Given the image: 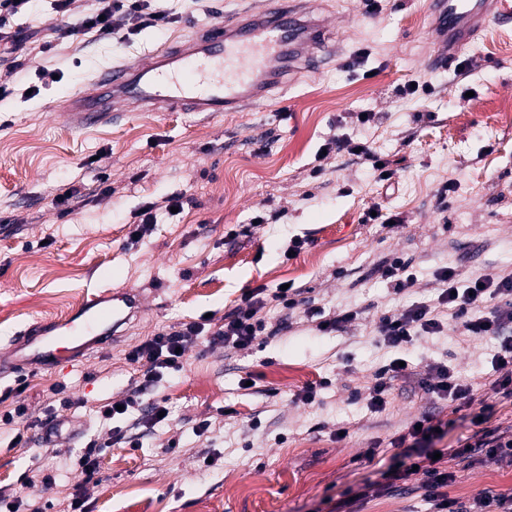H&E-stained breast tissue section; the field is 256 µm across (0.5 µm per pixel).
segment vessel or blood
<instances>
[{
  "instance_id": "1",
  "label": "vessel or blood",
  "mask_w": 512,
  "mask_h": 512,
  "mask_svg": "<svg viewBox=\"0 0 512 512\" xmlns=\"http://www.w3.org/2000/svg\"><path fill=\"white\" fill-rule=\"evenodd\" d=\"M506 15L503 0H431L426 31L433 69L447 68L487 23ZM325 25L293 0L246 9L152 55L146 63H119L66 97L65 111L81 123L121 107L148 112H244L267 98L301 67L318 69L326 49ZM142 307L133 291L100 292L64 318L32 326L11 345L9 367L44 370L62 357L98 347Z\"/></svg>"
}]
</instances>
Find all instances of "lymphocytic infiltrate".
Segmentation results:
<instances>
[{
  "mask_svg": "<svg viewBox=\"0 0 512 512\" xmlns=\"http://www.w3.org/2000/svg\"><path fill=\"white\" fill-rule=\"evenodd\" d=\"M173 21L172 14L153 8L151 0H95L94 9L80 20L78 27L109 36L122 30L134 34L144 29L160 28ZM75 28L54 27L55 40L71 37ZM435 278L441 288L439 302L453 309L461 321L464 335L498 337V349L493 356L497 373L493 388L502 398L512 400V276L484 274L468 277L448 266L439 270ZM300 294V289L293 287L272 293L263 287L255 288L243 296L238 308L225 316L220 326L192 321L181 324L179 329L148 337L136 346L129 352L128 359L143 367V379L130 389L121 405L99 407L98 419L107 431L104 436L89 439L85 445L80 461L86 477L98 474L101 449L120 443L134 444V436L116 424L124 412L140 408L147 425L159 424V414L166 411L167 400L163 397L151 400L147 394L165 373L180 368L183 350L199 342L212 350L247 348L262 329L257 315L268 302L274 300L292 309L298 306ZM376 331L387 346L397 348L414 344L420 337L440 333L441 325L432 318L430 306L420 303L381 316ZM421 387L425 393L446 400L452 411L475 406L482 419L491 417L490 405L477 404L472 385L462 382L448 364H429ZM436 436L433 417H419L417 426L408 427L396 440L397 447L403 450L404 463L386 471L383 482L364 484L356 494L357 499L389 493L397 482L410 481L431 505L432 512H512V493L496 494L483 489L466 500L449 496L448 488L455 482L456 474L449 471L442 460L435 458L431 444ZM482 454L512 458V434L501 431L497 426L481 428L466 438L453 456L459 461L472 463ZM411 457L417 458L416 466L408 465L407 460Z\"/></svg>",
  "mask_w": 512,
  "mask_h": 512,
  "instance_id": "lymphocytic-infiltrate-1",
  "label": "lymphocytic infiltrate"
}]
</instances>
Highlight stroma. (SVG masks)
<instances>
[{
  "mask_svg": "<svg viewBox=\"0 0 512 512\" xmlns=\"http://www.w3.org/2000/svg\"><path fill=\"white\" fill-rule=\"evenodd\" d=\"M246 0H159L177 15L167 27L128 39L76 29L53 42L52 27L75 26L93 0H33L13 25L28 37L18 54L0 56V347L31 324L61 318L92 293L130 288L145 308L125 336L55 367L30 373L22 394L29 443L10 444L0 424V488L26 494L27 478L45 512L59 497L84 494L88 512H328L399 461L393 444L424 414L446 422L434 449L445 453L476 428L475 413H450L420 387L426 366L444 361L495 407L492 425H512V402L495 394L498 341L463 335L452 310L438 304L435 273L512 275V22L491 21L462 62L426 66L427 0H311L340 56L299 74L284 91L247 112H112L91 125L58 103L103 69L139 62L195 35ZM367 59L353 63L358 49ZM57 79L40 78V69ZM416 83L422 93L398 95ZM371 112L359 125L357 113ZM369 142L394 172L386 190L375 172L345 152L322 157L332 135ZM455 181L454 192L439 191ZM111 191L102 194V183ZM78 194L55 204L66 189ZM183 194L182 210L129 241L148 202ZM403 219L400 232L363 223L370 210ZM268 214L253 224L257 213ZM304 242L287 255L292 239ZM400 257L416 280L394 292L378 264ZM288 282L332 317L353 309L342 330L316 331L302 308L270 305L264 329L243 350L190 346L178 370L154 388L168 419L140 429L137 447L103 449L96 480L79 459L99 406L126 398L139 365L128 352L160 331L212 317L223 323L246 291ZM421 302L434 306L441 333L419 338L407 357L416 373L393 381L385 410L369 406L380 368L396 349L379 343L376 324ZM319 384L315 402L297 395ZM73 406L57 405L74 433L47 453L39 436L52 386ZM211 427L198 434L201 421ZM346 429L337 438V429ZM374 459H366L368 448ZM214 465H205L207 455ZM450 496L512 491V460L449 461Z\"/></svg>",
  "mask_w": 512,
  "mask_h": 512,
  "instance_id": "35a3bbf8",
  "label": "stroma"
}]
</instances>
